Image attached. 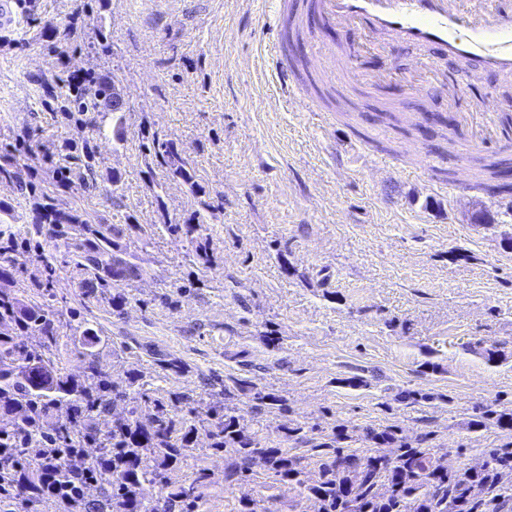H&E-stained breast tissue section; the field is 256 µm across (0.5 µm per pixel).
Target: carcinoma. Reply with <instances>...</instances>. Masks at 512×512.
Returning a JSON list of instances; mask_svg holds the SVG:
<instances>
[{
	"mask_svg": "<svg viewBox=\"0 0 512 512\" xmlns=\"http://www.w3.org/2000/svg\"><path fill=\"white\" fill-rule=\"evenodd\" d=\"M91 90L70 86L60 91L64 119L85 123L83 116L112 105V83L90 79ZM152 163L167 176L182 180L198 195L190 159L180 155L176 142L152 134L145 146ZM48 155L55 159L57 182L73 174L71 160L83 161L93 173L96 151L87 139ZM489 172L478 184L487 189L499 180L504 163L474 158ZM34 198V217L25 233L0 229V282L20 280L39 295L28 301L20 290L0 288V453L9 461L0 467V512H201L203 488L209 474L196 466L193 477L181 484L170 482L169 471L185 463L199 433L208 448L228 458L226 480L243 484L253 466L262 465L275 481L296 486L299 495L319 502V512H490L493 502L503 507L512 500V485L501 475L512 471V440L486 452L480 467L449 469L424 446L426 438L411 441L401 428L390 425L366 429L372 446L358 454L345 443L349 435L332 429L330 441L314 446L318 468L305 474L301 458L280 442L257 437L245 424L242 408L226 403L237 398L252 409L288 412L281 397L257 388L244 376L232 377L197 399L179 392L149 395L142 391L143 374L132 368L125 376L98 359L97 348L108 340L98 324L82 316L55 293L57 264L72 265L79 279L83 302L106 300L120 314L127 298L119 290L144 275L134 255L127 252L126 237L149 233L139 224H88L79 216L56 208L48 193ZM190 245L191 261L210 267L214 252L206 222L195 211L184 224H162ZM63 241L58 256L44 249L40 238ZM25 336H37L40 345L29 346ZM72 343L83 358L78 375L63 371L61 346ZM161 371L179 374L183 362L157 349H149ZM124 416L102 429L100 421L115 407ZM53 417L51 429L44 420ZM512 431V410L488 405L470 421L477 429L486 421ZM93 448L89 454L86 449ZM94 486L101 498L90 500Z\"/></svg>",
	"mask_w": 512,
	"mask_h": 512,
	"instance_id": "obj_1",
	"label": "carcinoma"
}]
</instances>
